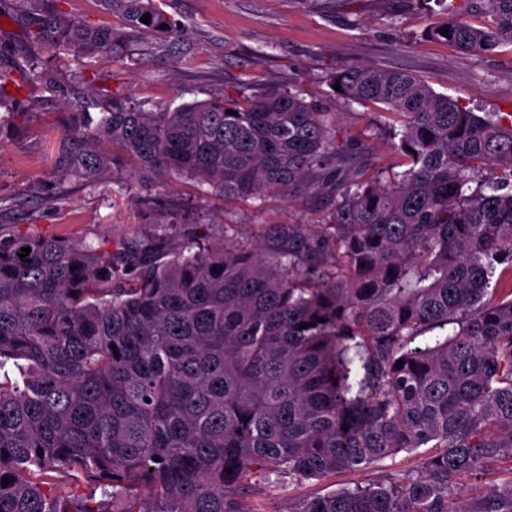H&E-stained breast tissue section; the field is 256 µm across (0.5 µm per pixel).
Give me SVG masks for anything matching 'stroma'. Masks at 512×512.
<instances>
[{
    "mask_svg": "<svg viewBox=\"0 0 512 512\" xmlns=\"http://www.w3.org/2000/svg\"><path fill=\"white\" fill-rule=\"evenodd\" d=\"M178 26L174 34L136 33L109 57L62 54L52 64L53 88L25 83L20 66L47 53L20 27L0 23V227L75 242L113 247L177 223L218 243L225 225L255 237L260 225L318 223L317 199L291 207L270 199L227 202L198 192L188 179L143 184L130 165L117 162L92 182L65 175L59 147L74 113L96 125L112 101L145 108L227 95L237 101L298 88L340 114L339 133L374 132L373 156L388 161L379 133V109L347 104L331 86L340 70L371 66L402 70L473 112H512V50L463 55L428 36L439 13H423L418 0H155ZM415 456L402 453L369 468L331 478L281 477L249 496L251 512H289L298 498L340 487L392 482L415 471Z\"/></svg>",
    "mask_w": 512,
    "mask_h": 512,
    "instance_id": "35a3bbf8",
    "label": "stroma"
}]
</instances>
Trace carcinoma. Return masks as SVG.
Here are the masks:
<instances>
[{
	"mask_svg": "<svg viewBox=\"0 0 512 512\" xmlns=\"http://www.w3.org/2000/svg\"><path fill=\"white\" fill-rule=\"evenodd\" d=\"M14 2L53 53L174 30L153 0H100L128 33L57 0ZM461 2L440 0L431 36L471 55L512 46V0ZM331 84L386 110L398 163L368 162L372 137L339 136L336 113L290 90L155 111L114 101L65 133V173L85 181L113 164L106 141L145 183L313 194L323 216L250 244L231 224L223 243L168 227L115 252L1 234L0 369L19 380L0 381V512H250L253 474L324 480L420 448L436 452L401 481L289 512H512V468L474 497L449 487L512 459V116L398 70Z\"/></svg>",
	"mask_w": 512,
	"mask_h": 512,
	"instance_id": "cac0c4a2",
	"label": "carcinoma"
}]
</instances>
